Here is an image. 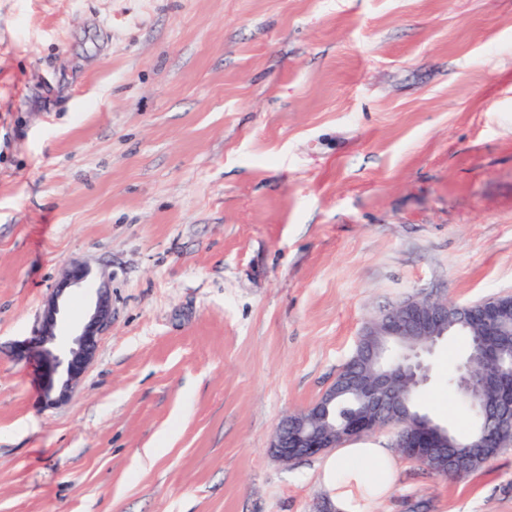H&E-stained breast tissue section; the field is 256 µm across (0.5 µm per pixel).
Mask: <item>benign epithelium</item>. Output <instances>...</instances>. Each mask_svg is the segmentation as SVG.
<instances>
[{"label":"benign epithelium","mask_w":512,"mask_h":512,"mask_svg":"<svg viewBox=\"0 0 512 512\" xmlns=\"http://www.w3.org/2000/svg\"><path fill=\"white\" fill-rule=\"evenodd\" d=\"M89 275L84 266L72 267L65 280L57 286L62 293ZM468 311L485 322L479 336L481 362L468 356L456 369L455 391L464 394L476 411L479 436L487 443L496 441L503 427L512 422V359L502 354L505 332L492 325V312L474 304L448 305V302L429 295L408 297L382 312L364 328V336H419L417 344L374 346L367 342L357 344L354 355L366 354L376 370L364 381L336 377L333 384L314 405L288 415L276 428L269 451L278 461L289 463L314 457L342 442L383 428L394 430V446L408 458L426 463L434 444L429 434L420 429L409 435L402 431V406L394 399V388L403 386L407 393L421 387L430 378L427 355L444 337L452 333L448 313ZM60 309L57 299H51L44 308L31 337L18 342L16 355L25 358L35 352L41 361V400L47 406L64 400L87 372L98 347L99 336L112 320V301L108 289L99 290L93 314L84 323L70 344L60 348L56 344ZM353 396L359 405L356 416L336 424L331 411L336 400Z\"/></svg>","instance_id":"7a95c632"}]
</instances>
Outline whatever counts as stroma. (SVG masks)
Returning a JSON list of instances; mask_svg holds the SVG:
<instances>
[{"label": "stroma", "mask_w": 512, "mask_h": 512, "mask_svg": "<svg viewBox=\"0 0 512 512\" xmlns=\"http://www.w3.org/2000/svg\"><path fill=\"white\" fill-rule=\"evenodd\" d=\"M76 264L58 345L112 322L47 407L14 345ZM420 293L512 295V0H0V512H318L273 432ZM371 512H512V445Z\"/></svg>", "instance_id": "35a3bbf8"}]
</instances>
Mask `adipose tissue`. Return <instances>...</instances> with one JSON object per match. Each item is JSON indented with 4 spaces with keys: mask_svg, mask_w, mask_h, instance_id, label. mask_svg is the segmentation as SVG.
Segmentation results:
<instances>
[{
    "mask_svg": "<svg viewBox=\"0 0 512 512\" xmlns=\"http://www.w3.org/2000/svg\"><path fill=\"white\" fill-rule=\"evenodd\" d=\"M395 468L392 448L378 443L338 449L322 467V480L335 512H369L391 487Z\"/></svg>",
    "mask_w": 512,
    "mask_h": 512,
    "instance_id": "adipose-tissue-1",
    "label": "adipose tissue"
}]
</instances>
